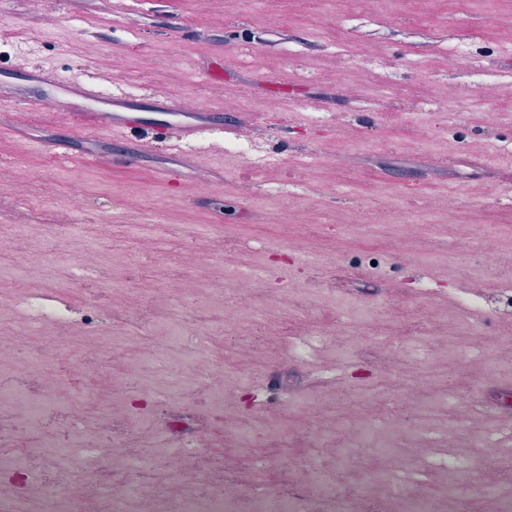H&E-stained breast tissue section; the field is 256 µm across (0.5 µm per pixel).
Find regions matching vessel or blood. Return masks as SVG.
<instances>
[{"label": "vessel or blood", "instance_id": "obj_1", "mask_svg": "<svg viewBox=\"0 0 512 512\" xmlns=\"http://www.w3.org/2000/svg\"><path fill=\"white\" fill-rule=\"evenodd\" d=\"M48 85L55 87L62 111L71 113L80 127L99 126L131 140L160 136L172 129L185 141L217 129L211 113L198 112L183 117L175 106L156 98L152 101V111L144 114L140 111L141 96L122 90L104 94L91 79L56 78L35 66L26 68L23 81H0V97L21 100Z\"/></svg>", "mask_w": 512, "mask_h": 512}]
</instances>
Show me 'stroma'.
Wrapping results in <instances>:
<instances>
[{"instance_id":"35a3bbf8","label":"stroma","mask_w":512,"mask_h":512,"mask_svg":"<svg viewBox=\"0 0 512 512\" xmlns=\"http://www.w3.org/2000/svg\"><path fill=\"white\" fill-rule=\"evenodd\" d=\"M19 57L215 111L224 133L179 152L146 138L126 165L125 143L76 130L53 89L0 100V386L53 406L82 395L94 448L78 478L51 420L20 465L27 406L5 407L0 498L39 512L67 486L104 512L133 481L131 512L212 492L251 512L253 486L309 497L319 469L350 498L315 512H401L413 495L498 512L491 490L512 488V0H0V64ZM234 139L278 164L254 172L225 154ZM157 201L153 232L131 237ZM254 265L267 278L226 283ZM465 300L482 312L470 335ZM450 393L488 410L448 414Z\"/></svg>"}]
</instances>
